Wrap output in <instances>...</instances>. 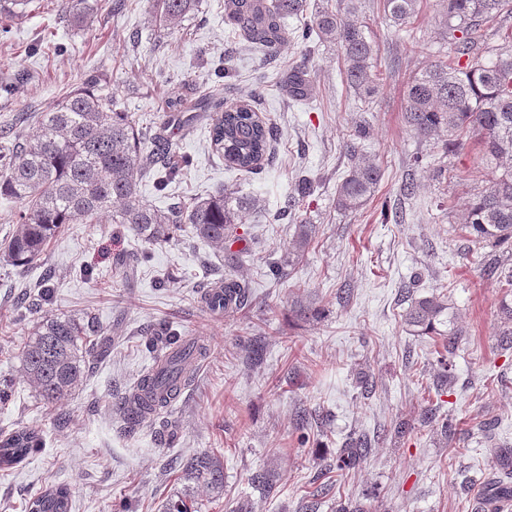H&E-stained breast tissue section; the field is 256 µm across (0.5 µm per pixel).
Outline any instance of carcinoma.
Listing matches in <instances>:
<instances>
[{"instance_id":"obj_1","label":"carcinoma","mask_w":512,"mask_h":512,"mask_svg":"<svg viewBox=\"0 0 512 512\" xmlns=\"http://www.w3.org/2000/svg\"><path fill=\"white\" fill-rule=\"evenodd\" d=\"M419 0H382L392 22L405 27L418 11ZM448 17V36L454 55L437 60L408 83L404 122L418 137L433 139L448 132L443 146L455 149L471 143L482 162L499 170L489 189L466 204V232L477 245L512 244V33L509 45L488 46L480 31L512 13V0H440ZM155 25L171 33L182 27L197 10L199 0H154ZM27 0H0V18L25 14ZM308 0H225L228 24L251 45L276 51L292 39L303 48L318 39L336 45L347 84L367 104L380 87L378 53L362 26L350 19L354 5L344 12L321 10L305 27L288 30V19L306 11ZM70 21L87 26L95 7L89 0H65ZM470 58L463 65L460 59ZM282 82L289 95L302 100L309 95L311 80L298 68ZM259 94L247 96L230 109L213 105L209 116L211 146L224 158L225 166L252 173L271 160L280 134L277 126L263 118ZM366 137V127L353 132L351 166L337 185L336 208L356 212L375 194L383 177L382 168L359 153L356 139ZM173 148L167 138L147 134L129 112L112 111V97L104 96L91 83L70 91L49 110L41 113L35 133L27 135L24 120L14 117L0 129V196L19 203L14 213L16 229L0 241V264L23 269L42 258L66 224H90L108 217L126 224L137 236L154 244L167 242L181 224H191L195 234L230 259V245L239 240V224L256 209L248 195L216 191L189 203L161 211L145 203L137 193L139 180L151 173L163 189L191 165L170 167L164 158ZM316 225L296 224L288 242V258L272 263L273 275L283 278L315 241ZM221 310L228 313L248 305L246 285L224 278ZM448 293L441 290L411 300L404 323L422 335L448 324V346L454 347L462 329L448 320ZM150 336H165L166 354L140 378V393L125 396L117 413L125 428L133 431L154 421L167 400L179 394L191 380L194 362L203 348L180 342L168 328L158 325ZM98 345L84 341V329L71 315L45 312L32 323L21 351L26 381L47 409L56 407L82 384L88 374V358ZM42 447L39 432L18 427L0 433V468H13ZM368 440L359 439L336 452V463L350 468L367 456ZM184 478L212 492L224 491V466L215 454H200L178 462ZM251 485L264 493L274 488L273 474L256 471ZM70 489L49 486L31 497L28 512H70Z\"/></svg>"}]
</instances>
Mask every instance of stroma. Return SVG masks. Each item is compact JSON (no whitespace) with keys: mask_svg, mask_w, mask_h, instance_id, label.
Instances as JSON below:
<instances>
[{"mask_svg":"<svg viewBox=\"0 0 512 512\" xmlns=\"http://www.w3.org/2000/svg\"><path fill=\"white\" fill-rule=\"evenodd\" d=\"M62 2L28 0L25 15L0 28V78L28 76L13 97H0V120L44 111L91 80L111 94L113 109L170 138L176 156L192 161L162 192L143 177L148 204L165 210L221 188L257 198L259 212L238 228L246 252L234 272L251 302L221 317L206 310L202 292L227 270L188 224L160 244L123 224H68L29 268L0 266V387L10 394L0 402V428L37 426L44 438L22 466L0 469V512H23L50 483L69 485L71 512H162L164 500L185 495L199 512H233L244 499L253 512H300L321 483L330 493L320 512H335L340 499L359 512H472L486 501L490 480L512 470V342L501 334L503 290L476 263L463 224L467 201L490 187L493 173L472 147L442 155L440 143L418 139L402 118L408 82L451 52L438 0H422L410 34L396 30L380 0H358L356 17L388 73L369 104L346 84L326 43L313 46L310 95L293 100L280 79L300 62V47L271 56L240 42L224 23V0H201L171 34L152 26V0H125L117 12L101 0L83 28L71 25ZM416 38L428 53L413 47ZM255 89L281 132L273 162L259 173L225 169L210 148L207 119L188 134L167 120L173 99H192L203 111L209 101L229 107ZM363 121L373 134L361 151L384 177L374 202L344 213L336 186L350 169V134ZM303 177L313 182L311 195L286 208ZM405 182L414 185L407 199ZM382 201L399 221L381 220ZM304 222L318 227L314 244L289 277H274L272 262L285 258L294 225ZM145 251L147 261L118 272V258ZM44 282L53 286L54 308L92 317L95 339L109 341L81 388L52 413L21 374L28 325L11 321L18 298ZM441 282L465 330L450 354L442 337L413 335L402 321L411 298ZM298 283L317 315H295ZM159 322L183 338L201 337L207 352L170 409L129 432L116 406L152 366L147 332ZM442 356L451 363L445 375ZM302 411L318 426L299 429ZM446 420L455 428L449 439L440 434ZM398 423L405 429L396 437ZM364 435L372 441L366 458L337 467V448ZM204 452L224 462L222 494L170 467ZM262 469L274 474L268 495L249 482Z\"/></svg>","mask_w":512,"mask_h":512,"instance_id":"stroma-1","label":"stroma"}]
</instances>
